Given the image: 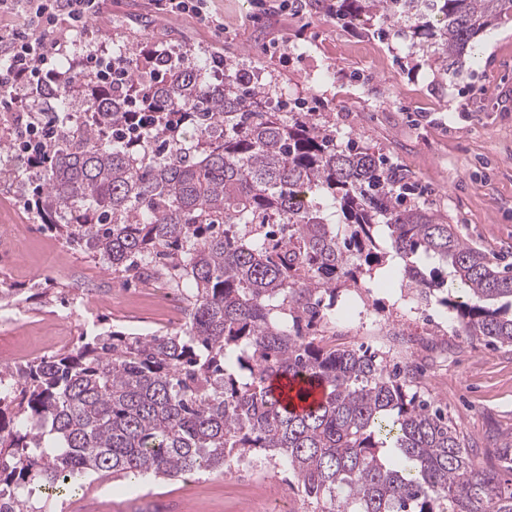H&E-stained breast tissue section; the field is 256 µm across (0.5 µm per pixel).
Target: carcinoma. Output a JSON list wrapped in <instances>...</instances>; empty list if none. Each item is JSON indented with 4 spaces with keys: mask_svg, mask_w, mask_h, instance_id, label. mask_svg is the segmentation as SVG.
Instances as JSON below:
<instances>
[{
    "mask_svg": "<svg viewBox=\"0 0 512 512\" xmlns=\"http://www.w3.org/2000/svg\"><path fill=\"white\" fill-rule=\"evenodd\" d=\"M349 24L380 19L432 76L512 19V0H306ZM23 95L29 123L0 127V175L35 218L114 273L187 290L180 332L109 330L0 369V512H48L92 476L174 480L262 455L315 512H512V456L470 453L412 364L326 344L336 292L385 262L467 336L512 347V274L426 204L370 147L336 145L316 113L288 119L237 70L166 51L158 77L100 86L93 73ZM145 112L140 145L125 124ZM190 112L175 129L171 113ZM55 127L29 159L27 129ZM435 264L426 272L417 258ZM461 292L467 300L455 299ZM320 387L323 397L301 412Z\"/></svg>",
    "mask_w": 512,
    "mask_h": 512,
    "instance_id": "cac0c4a2",
    "label": "carcinoma"
}]
</instances>
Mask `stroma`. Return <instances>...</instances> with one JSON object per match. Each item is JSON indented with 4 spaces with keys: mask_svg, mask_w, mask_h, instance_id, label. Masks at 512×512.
Masks as SVG:
<instances>
[{
    "mask_svg": "<svg viewBox=\"0 0 512 512\" xmlns=\"http://www.w3.org/2000/svg\"><path fill=\"white\" fill-rule=\"evenodd\" d=\"M157 0H101L90 27L97 45L133 51L152 40L222 53L230 70H243L281 111L296 104L322 115L338 145L382 150L410 170L417 201L438 210L461 238L500 266H512V21L479 35L478 58L460 71L428 75L408 38L394 28L345 26L322 9L295 15L283 0H207L205 18L159 12ZM0 222L24 230L0 250V284L41 283L45 295L19 303V326H0V355L50 356L76 348L101 329L176 331L152 297L166 280L115 274L67 246L12 202ZM390 264L377 267L363 287L340 292L336 326L355 344L420 367L418 388L447 405L448 419L476 441L479 454L512 440V349L465 338L448 354L454 330L448 314L417 307ZM369 308L380 324L416 337L397 350L377 342L359 321ZM313 512L291 473L267 462L257 469L187 475L172 482L104 477L64 496L61 512Z\"/></svg>",
    "mask_w": 512,
    "mask_h": 512,
    "instance_id": "1",
    "label": "stroma"
}]
</instances>
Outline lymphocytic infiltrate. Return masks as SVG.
I'll use <instances>...</instances> for the list:
<instances>
[{
    "mask_svg": "<svg viewBox=\"0 0 512 512\" xmlns=\"http://www.w3.org/2000/svg\"><path fill=\"white\" fill-rule=\"evenodd\" d=\"M98 9L99 0H0V17L17 18L0 31V110L12 111L20 93L56 77L52 58L70 36H89Z\"/></svg>",
    "mask_w": 512,
    "mask_h": 512,
    "instance_id": "obj_1",
    "label": "lymphocytic infiltrate"
}]
</instances>
